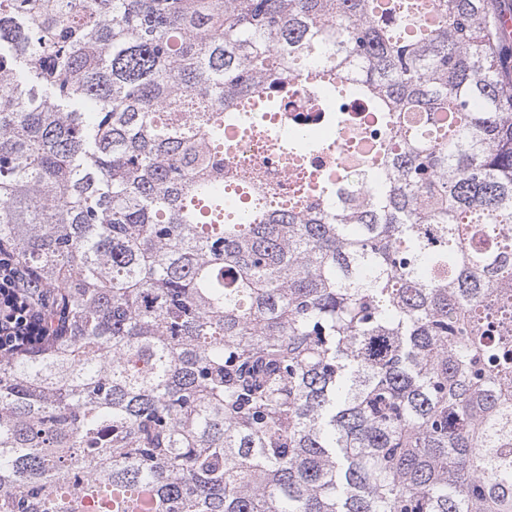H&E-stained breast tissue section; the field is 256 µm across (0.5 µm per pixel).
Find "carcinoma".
Returning <instances> with one entry per match:
<instances>
[{
  "label": "carcinoma",
  "mask_w": 512,
  "mask_h": 512,
  "mask_svg": "<svg viewBox=\"0 0 512 512\" xmlns=\"http://www.w3.org/2000/svg\"><path fill=\"white\" fill-rule=\"evenodd\" d=\"M507 35L0 0V247L52 298L0 356V512H512ZM241 156L238 159V171L243 174L252 168L263 166L262 149L255 143L244 141L241 145Z\"/></svg>",
  "instance_id": "1"
}]
</instances>
